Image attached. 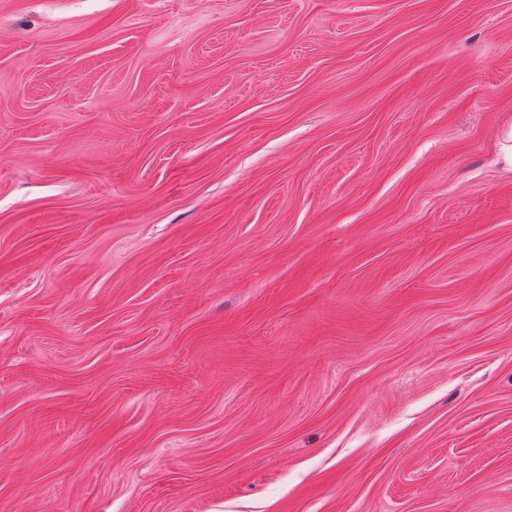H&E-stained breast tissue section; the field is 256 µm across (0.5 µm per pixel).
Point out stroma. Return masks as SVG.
Instances as JSON below:
<instances>
[{
    "mask_svg": "<svg viewBox=\"0 0 512 512\" xmlns=\"http://www.w3.org/2000/svg\"><path fill=\"white\" fill-rule=\"evenodd\" d=\"M512 0H0V512H512Z\"/></svg>",
    "mask_w": 512,
    "mask_h": 512,
    "instance_id": "1",
    "label": "stroma"
}]
</instances>
